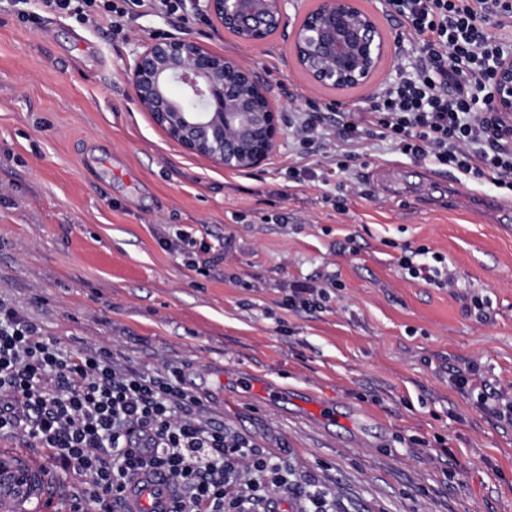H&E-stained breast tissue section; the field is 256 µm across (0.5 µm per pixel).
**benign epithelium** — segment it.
I'll return each instance as SVG.
<instances>
[{
    "mask_svg": "<svg viewBox=\"0 0 512 512\" xmlns=\"http://www.w3.org/2000/svg\"><path fill=\"white\" fill-rule=\"evenodd\" d=\"M288 0H191L245 44L276 33ZM388 47L378 18L357 0H318L296 28L292 53L315 87L369 84ZM136 103L185 152L229 170L264 162L283 135L282 104L258 72L184 38L148 42L126 73ZM495 111L512 114V59L496 71Z\"/></svg>",
    "mask_w": 512,
    "mask_h": 512,
    "instance_id": "1",
    "label": "benign epithelium"
}]
</instances>
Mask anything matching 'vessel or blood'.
I'll return each mask as SVG.
<instances>
[{
    "label": "vessel or blood",
    "mask_w": 512,
    "mask_h": 512,
    "mask_svg": "<svg viewBox=\"0 0 512 512\" xmlns=\"http://www.w3.org/2000/svg\"><path fill=\"white\" fill-rule=\"evenodd\" d=\"M59 485L34 454L0 448V512H54ZM123 498V512H173L179 490L166 471L147 468L134 476Z\"/></svg>",
    "instance_id": "vessel-or-blood-1"
}]
</instances>
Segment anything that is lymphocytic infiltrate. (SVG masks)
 Returning <instances> with one entry per match:
<instances>
[{
	"label": "lymphocytic infiltrate",
	"mask_w": 512,
	"mask_h": 512,
	"mask_svg": "<svg viewBox=\"0 0 512 512\" xmlns=\"http://www.w3.org/2000/svg\"><path fill=\"white\" fill-rule=\"evenodd\" d=\"M42 13L128 27L146 10L177 0H38ZM421 52L410 76L381 88L368 112L397 150L431 158L470 178L512 188V127L494 114L497 62L512 58V0H387ZM366 129L348 120L327 128L317 112L293 126L304 142L351 158ZM404 279L455 287L448 259L428 249L396 257ZM0 434L21 436L84 475L86 498L72 512H112L145 467L179 484L177 512H272L277 497L299 512H336L320 478L293 479L279 456L209 417L180 374H148L96 349L66 351L0 299Z\"/></svg>",
	"instance_id": "obj_1"
}]
</instances>
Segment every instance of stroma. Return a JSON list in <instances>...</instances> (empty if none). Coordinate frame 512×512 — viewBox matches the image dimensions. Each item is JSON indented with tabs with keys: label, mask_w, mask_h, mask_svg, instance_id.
<instances>
[{
	"label": "stroma",
	"mask_w": 512,
	"mask_h": 512,
	"mask_svg": "<svg viewBox=\"0 0 512 512\" xmlns=\"http://www.w3.org/2000/svg\"><path fill=\"white\" fill-rule=\"evenodd\" d=\"M248 46L215 19L151 10L128 37L107 23L0 10V298L70 350L182 371L212 416L335 487L345 512H512V190L413 161L366 132L345 170L290 133L303 112L358 115L372 88L313 87L291 43L303 10ZM181 37L255 66L285 130L257 168L184 153L136 103L145 43ZM184 231L193 246L167 250ZM447 256L456 288L412 283L403 246ZM318 309L285 306L292 284ZM492 302L481 320L470 307ZM475 363L467 391L449 382ZM275 384V405L244 376ZM331 400L333 422L300 403ZM483 404L484 410L493 418L512 426V399L510 401L504 400L499 394L493 397L486 396Z\"/></svg>",
	"instance_id": "35a3bbf8"
}]
</instances>
